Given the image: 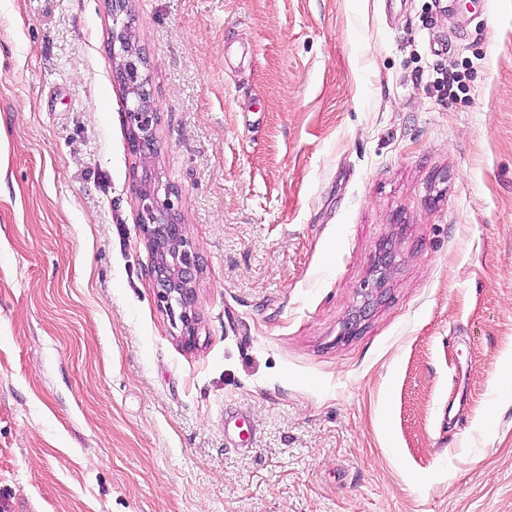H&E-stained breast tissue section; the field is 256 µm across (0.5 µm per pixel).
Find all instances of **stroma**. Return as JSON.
<instances>
[{
	"label": "stroma",
	"instance_id": "1",
	"mask_svg": "<svg viewBox=\"0 0 512 512\" xmlns=\"http://www.w3.org/2000/svg\"><path fill=\"white\" fill-rule=\"evenodd\" d=\"M128 14L147 167L104 0H0V512H512V0ZM114 36H112V54L115 62V67L119 70L124 87L126 88L127 94H130L135 99V109L132 114L131 123L136 126L135 133L140 140L149 138L153 122L155 119L156 112L153 111L152 105L148 93L144 86L141 85L137 77V66L134 59H124L127 53L134 56H140V49L136 45L134 36L130 32L129 28L125 31L117 30L113 28ZM123 37H120V35ZM127 37V38H126ZM127 39V40H126ZM116 42L119 43V49L116 52ZM127 43L125 50H122L121 43ZM129 64L125 68V64ZM162 189V185L155 184L153 186H149L148 188L143 189L141 200H142V223H146L143 227L142 231L145 237L153 246V241L155 239V233L157 230L162 229L165 225H155L149 224L151 220V216L158 217L162 216L166 220L173 222V203L171 201V195L176 196L178 193L174 191L172 187H163V196L160 194ZM150 218V219H149ZM180 240L176 241L172 246L176 251L177 264L171 268V275L168 281L161 280L160 272L154 270L155 281L157 288V297L159 301L165 304V307L169 311H173V301L180 304L184 311L180 313V319L186 328H189L190 334V315L186 311V306L192 292V281H193V263L189 254V241L181 231ZM182 304V305H181Z\"/></svg>",
	"mask_w": 512,
	"mask_h": 512
}]
</instances>
